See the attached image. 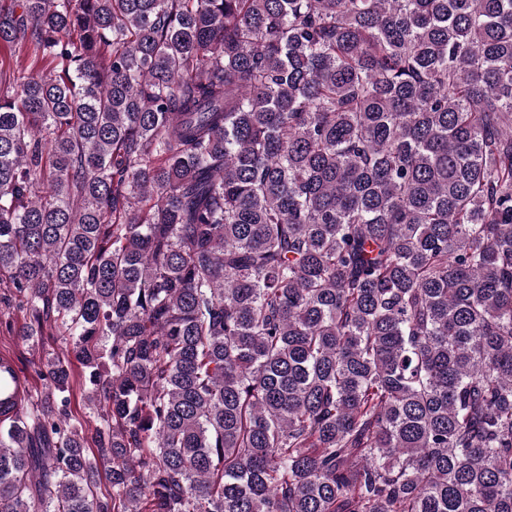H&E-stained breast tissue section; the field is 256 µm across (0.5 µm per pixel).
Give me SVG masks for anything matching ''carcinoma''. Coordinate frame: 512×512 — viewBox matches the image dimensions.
Instances as JSON below:
<instances>
[{"label": "carcinoma", "mask_w": 512, "mask_h": 512, "mask_svg": "<svg viewBox=\"0 0 512 512\" xmlns=\"http://www.w3.org/2000/svg\"><path fill=\"white\" fill-rule=\"evenodd\" d=\"M2 42L55 67L0 66V274L65 352L0 512H512V0H0Z\"/></svg>", "instance_id": "obj_1"}]
</instances>
